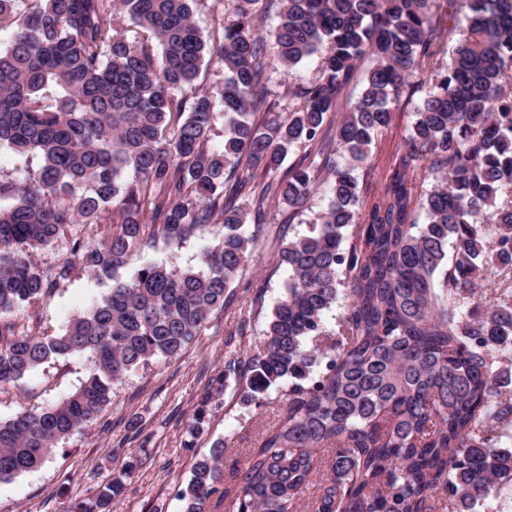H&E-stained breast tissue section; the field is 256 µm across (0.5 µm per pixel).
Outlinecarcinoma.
Segmentation results:
<instances>
[{"label":"carcinoma","mask_w":512,"mask_h":512,"mask_svg":"<svg viewBox=\"0 0 512 512\" xmlns=\"http://www.w3.org/2000/svg\"><path fill=\"white\" fill-rule=\"evenodd\" d=\"M194 2L41 0L24 11L25 0H0V19L16 23L0 52V149L39 159L21 181H0L11 199L0 206V391L52 359L91 355L72 394L0 420V482L41 467L132 371L178 357L257 250L244 225L273 202L291 222L323 188L327 209L281 250L286 292L260 350L228 353L183 447H195L231 374L241 404L279 388L286 403L235 490L219 489L224 443L196 459L182 512H208L216 495L225 512H434L439 500L487 512L512 486V371L502 367L512 351V0H445L448 34L459 33L446 56L432 0H267L280 21L264 34L259 0H232L217 45L196 26ZM117 15L157 48L119 33ZM312 56L315 81L269 87V63L289 72ZM366 57L374 65L352 99ZM211 64L224 83L197 87ZM418 92L405 150L366 207L358 170ZM219 118L224 141L208 150ZM296 146L306 148L296 165L246 192L239 169L274 172ZM147 210L169 241L218 225L201 270L144 263L117 275L142 245ZM105 223L100 240L74 239L55 266L31 259L74 225ZM76 263L112 278L107 294L54 336L19 334L16 311ZM489 275L507 283L493 300L478 292ZM342 295L348 308L330 328ZM140 464L129 454L68 512H111Z\"/></svg>","instance_id":"cac0c4a2"}]
</instances>
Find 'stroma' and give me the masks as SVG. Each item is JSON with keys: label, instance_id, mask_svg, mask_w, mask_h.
Returning a JSON list of instances; mask_svg holds the SVG:
<instances>
[{"label": "stroma", "instance_id": "35a3bbf8", "mask_svg": "<svg viewBox=\"0 0 512 512\" xmlns=\"http://www.w3.org/2000/svg\"><path fill=\"white\" fill-rule=\"evenodd\" d=\"M414 121L415 105L410 102L400 106L392 123L376 135L369 161L359 171L364 199L384 191ZM327 205L326 196L315 195L301 222L292 224L287 207L275 203L262 224H248V231L258 236V249L230 286L229 303L213 312L198 341L168 363H152L130 373L117 385L112 403L101 418L59 444L41 468L0 483V512H66L70 498L89 495L104 474L121 468L131 451H145L146 461L128 479L125 493L113 501L112 512H145L151 503L162 505L163 512H182L177 491L189 480L195 455L208 453L218 441L225 446V480H232L237 471L244 469L249 448L256 446L263 429L277 416L280 393L271 392L261 406L247 408L239 401L235 380H227L208 427L196 441L195 452L183 447L185 429L199 396L224 368L226 340L251 353L262 345L267 323L284 296L288 278L280 258L281 246L288 238L307 233L310 222ZM216 242V229L211 225L194 229L180 242L151 236L143 249L129 256L126 268L132 271L153 262L195 269L200 254ZM109 286V281L75 268L68 280L35 305L37 324L19 315V333L33 329L47 335L60 332L74 315L99 300ZM241 325L246 333L240 337L236 330ZM90 366L91 360L85 356L42 365L19 385L0 393V420L66 397L79 386ZM133 415L142 421L137 435L126 427L128 417ZM64 482L69 485L65 497L57 492Z\"/></svg>", "mask_w": 512, "mask_h": 512}]
</instances>
